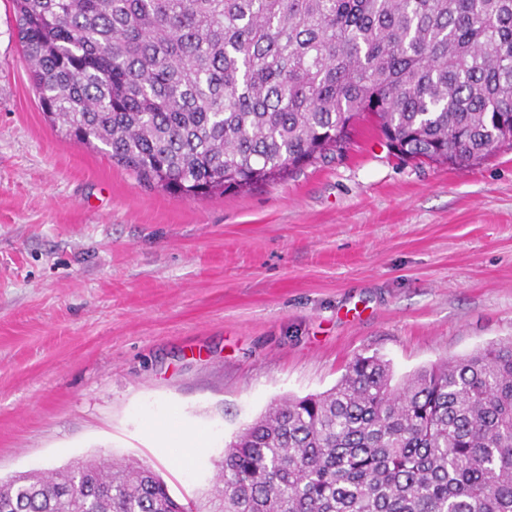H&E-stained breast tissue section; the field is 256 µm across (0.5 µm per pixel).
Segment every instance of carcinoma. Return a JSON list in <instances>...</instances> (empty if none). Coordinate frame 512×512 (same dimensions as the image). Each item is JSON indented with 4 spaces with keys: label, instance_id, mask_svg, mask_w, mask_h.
<instances>
[{
    "label": "carcinoma",
    "instance_id": "obj_1",
    "mask_svg": "<svg viewBox=\"0 0 512 512\" xmlns=\"http://www.w3.org/2000/svg\"><path fill=\"white\" fill-rule=\"evenodd\" d=\"M65 136L187 200L342 154L372 122L400 157L512 149V0H13ZM354 358L224 448L195 512H512V340L422 367ZM0 512H188L100 456L0 482Z\"/></svg>",
    "mask_w": 512,
    "mask_h": 512
}]
</instances>
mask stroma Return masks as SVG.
Masks as SVG:
<instances>
[{
    "mask_svg": "<svg viewBox=\"0 0 512 512\" xmlns=\"http://www.w3.org/2000/svg\"><path fill=\"white\" fill-rule=\"evenodd\" d=\"M510 339L512 150L437 167L366 130L188 201L52 125L0 0L1 479L109 456L192 503L240 431L355 356L399 380Z\"/></svg>",
    "mask_w": 512,
    "mask_h": 512,
    "instance_id": "stroma-1",
    "label": "stroma"
}]
</instances>
